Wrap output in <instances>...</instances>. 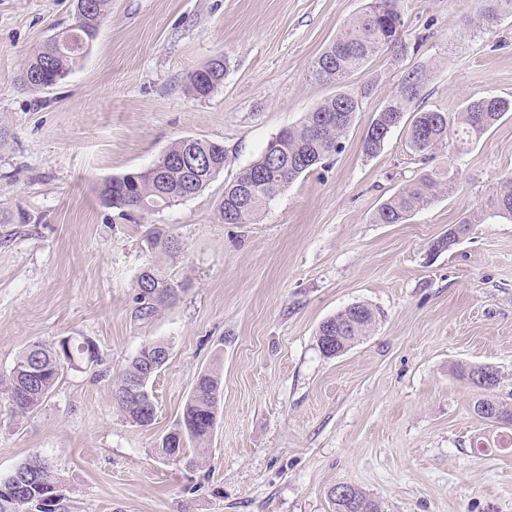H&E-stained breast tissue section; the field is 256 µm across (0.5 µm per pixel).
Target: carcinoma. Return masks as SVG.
<instances>
[{"label": "carcinoma", "mask_w": 512, "mask_h": 512, "mask_svg": "<svg viewBox=\"0 0 512 512\" xmlns=\"http://www.w3.org/2000/svg\"><path fill=\"white\" fill-rule=\"evenodd\" d=\"M87 1L91 11L81 17L86 35L97 37L107 18L111 0ZM482 20L494 25L512 14V0H483ZM401 15L398 0H367L365 8L352 17L332 42L313 61L310 77L334 85L340 91L307 113L297 128L280 131L265 151L224 188L220 217L226 224H251L275 198L302 174L323 163L342 149V139L356 112L362 107L367 89H346L349 77L363 70L379 53L403 50ZM64 37L54 36L29 54L20 69L19 81L32 90H42L65 79L79 64V59L64 46ZM224 60L214 59L190 75V89L195 96L211 95L224 82ZM424 74L413 71L405 78L399 95L379 109L367 129L362 143L367 156L377 154L389 134L403 123L407 107L418 96ZM512 112V99L484 97L465 102L454 116L436 110L414 113L406 130L411 151L429 152L446 147L451 141L476 140ZM224 146L218 142L192 137L175 141L152 166L116 176L102 185L101 199L109 207L126 212L141 208L156 211L201 193L224 169ZM461 177L450 163L443 168L423 172L383 203L376 212L378 224H403L416 211L437 198L459 188ZM495 215L512 219V177L506 178L486 200ZM471 220L464 219L448 234L436 241L441 251L455 244ZM153 253L180 251L179 242L161 227L152 228L146 238ZM183 284L161 274L150 264L137 279L134 295V318L148 321L159 309L179 298ZM380 312L365 303H354L324 321L318 332L321 352L335 357L346 352L366 335ZM58 343L34 342L19 355L6 377H0V401L18 417L31 414L52 392L65 367L60 363ZM73 364L95 363L98 352L85 350L81 340L71 345ZM168 358L164 346L149 343L142 347L113 384L115 403L123 417L136 425L153 422L150 413L153 396L136 399L126 395L125 386L132 380H151ZM220 383L211 371L197 377L185 403L181 420L161 440V452L175 461H186L193 468L197 461L186 454V443H203L212 435L218 414ZM59 478L47 461L38 455L19 465L11 475L0 479V512H66L65 497L60 494ZM335 512H382L377 500L358 487L348 486V496L333 499Z\"/></svg>", "instance_id": "carcinoma-1"}]
</instances>
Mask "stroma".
<instances>
[{
  "label": "stroma",
  "mask_w": 512,
  "mask_h": 512,
  "mask_svg": "<svg viewBox=\"0 0 512 512\" xmlns=\"http://www.w3.org/2000/svg\"><path fill=\"white\" fill-rule=\"evenodd\" d=\"M365 0H112L79 66L57 85L18 83L24 58L73 23V0H0V376L27 345L63 336L95 344L98 367L68 371L18 419L0 407V479L38 454L69 512H333L339 483L384 512H512V449L478 452L494 426L473 412L461 366L501 374L512 396V220L486 199L512 176V113L462 154L362 139L409 72L426 80L412 107L457 113L512 99V14L481 0H398L407 50L352 76L367 88L341 152L301 175L252 224L219 215L225 184L281 130L335 94L312 61ZM209 97L189 77L215 57ZM222 143L223 171L200 194L152 213L105 206L103 183L152 166L181 137ZM454 162L464 179L402 224L380 205L423 170ZM478 221L449 250L431 244ZM164 227L182 249L151 257ZM182 283L179 301L134 320L148 261ZM383 316L344 354L317 346L323 321L350 304ZM169 356L150 388L153 423L126 422L112 384L145 344ZM221 378L215 429L165 457L198 374ZM483 2L481 16L487 25L493 26L503 16L512 14V0H483Z\"/></svg>",
  "instance_id": "1"
}]
</instances>
